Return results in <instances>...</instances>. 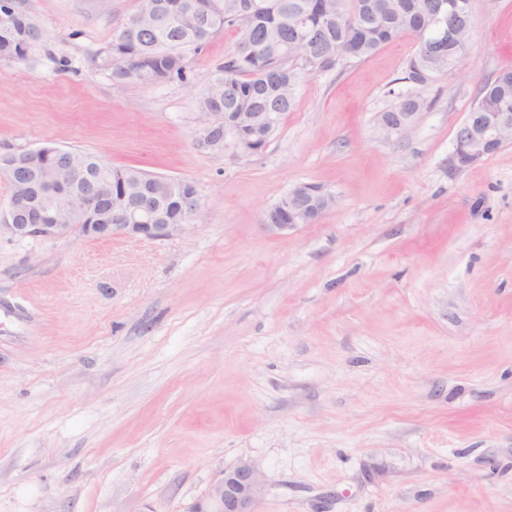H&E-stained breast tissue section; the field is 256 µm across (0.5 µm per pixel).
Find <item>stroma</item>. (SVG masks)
<instances>
[{
	"mask_svg": "<svg viewBox=\"0 0 512 512\" xmlns=\"http://www.w3.org/2000/svg\"><path fill=\"white\" fill-rule=\"evenodd\" d=\"M140 4L16 0L44 39L0 61V154H94L200 209L164 240L0 235V512H185L243 460L256 512H512V144L451 163L512 70V0H471L469 53L431 86L404 82L406 37L305 76L249 155L195 143L234 31L185 79L113 80ZM304 183L335 206L266 232ZM422 108L423 102L421 101L420 96L407 95L391 110L381 112L378 116V125L383 136L390 139L392 136L397 135L413 120L417 112H420ZM389 113H404L407 116L396 124L391 121Z\"/></svg>",
	"mask_w": 512,
	"mask_h": 512,
	"instance_id": "stroma-1",
	"label": "stroma"
}]
</instances>
